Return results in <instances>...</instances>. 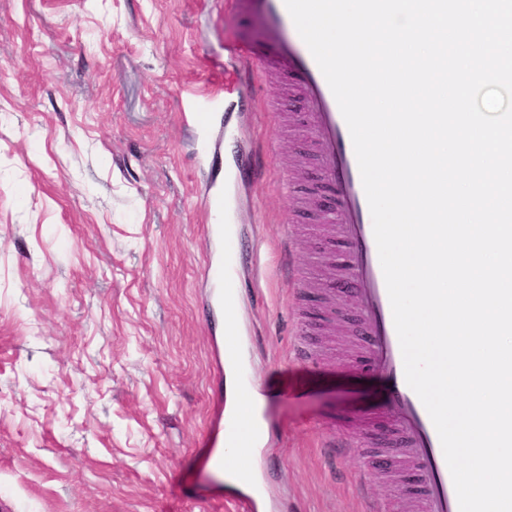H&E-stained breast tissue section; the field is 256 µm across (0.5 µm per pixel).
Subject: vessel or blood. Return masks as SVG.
Masks as SVG:
<instances>
[{
  "mask_svg": "<svg viewBox=\"0 0 512 512\" xmlns=\"http://www.w3.org/2000/svg\"><path fill=\"white\" fill-rule=\"evenodd\" d=\"M226 11L249 16L265 39L274 45L277 56L248 70L238 61L247 55L246 47L228 40L224 43L225 65L212 67L208 85L212 97L219 98L240 89L244 82L262 77L299 74L307 96L304 122L311 134L332 189L330 197H315L313 209L318 217L330 220L346 251L341 263L339 285L353 297L356 314L365 336L363 359L368 369L384 378L387 396L365 418L382 424L386 441L406 458L420 493L418 512H459L452 477L434 424L417 394L407 385L404 363L383 271L373 233V221L348 126L331 89L298 34L284 0H224ZM237 252L211 259L206 273L212 283L211 302L223 307L235 291L224 280L225 263H237ZM360 420L350 419L346 430L331 446L337 455L364 452L368 435L359 428ZM264 433L253 429L227 428L224 436L214 437L207 468L211 476L224 474L225 445L250 442L263 444ZM243 492L244 512H280L267 483L254 482L249 475L237 481Z\"/></svg>",
  "mask_w": 512,
  "mask_h": 512,
  "instance_id": "vessel-or-blood-1",
  "label": "vessel or blood"
}]
</instances>
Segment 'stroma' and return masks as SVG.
<instances>
[{
    "instance_id": "stroma-1",
    "label": "stroma",
    "mask_w": 512,
    "mask_h": 512,
    "mask_svg": "<svg viewBox=\"0 0 512 512\" xmlns=\"http://www.w3.org/2000/svg\"><path fill=\"white\" fill-rule=\"evenodd\" d=\"M271 55L224 0H0V493L14 512H238L198 494L217 417L205 225L232 214L241 353L272 395L257 459L284 512H364L358 482L410 512L383 441L336 459L338 413L382 379L353 368L358 318L339 303L332 235L303 206L320 180L304 103L276 82L240 110L205 98L224 42ZM292 236L294 288L278 272ZM320 355L292 358L293 329Z\"/></svg>"
}]
</instances>
